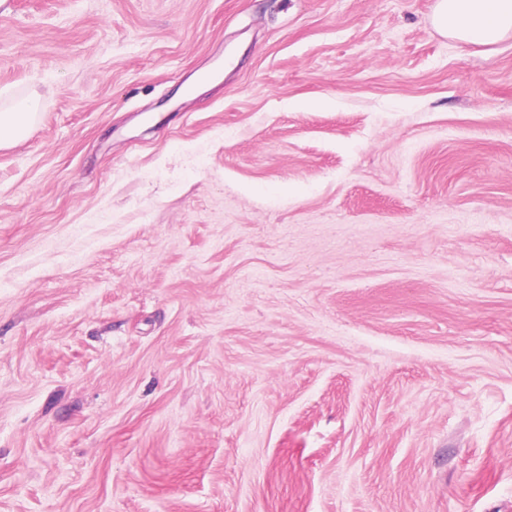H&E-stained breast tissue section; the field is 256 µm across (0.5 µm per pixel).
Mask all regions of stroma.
I'll return each mask as SVG.
<instances>
[{
	"label": "stroma",
	"mask_w": 512,
	"mask_h": 512,
	"mask_svg": "<svg viewBox=\"0 0 512 512\" xmlns=\"http://www.w3.org/2000/svg\"><path fill=\"white\" fill-rule=\"evenodd\" d=\"M436 0H0V512H512V38ZM434 25L454 40L494 45L512 36V0H439ZM37 105L28 99L12 111L0 110V146L16 141L30 128Z\"/></svg>",
	"instance_id": "obj_1"
}]
</instances>
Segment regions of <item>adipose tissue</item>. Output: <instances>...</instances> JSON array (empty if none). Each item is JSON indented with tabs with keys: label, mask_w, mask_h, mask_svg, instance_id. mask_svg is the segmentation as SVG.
<instances>
[{
	"label": "adipose tissue",
	"mask_w": 512,
	"mask_h": 512,
	"mask_svg": "<svg viewBox=\"0 0 512 512\" xmlns=\"http://www.w3.org/2000/svg\"><path fill=\"white\" fill-rule=\"evenodd\" d=\"M434 25L454 40L494 45L512 36V0H438Z\"/></svg>",
	"instance_id": "ef3b65f1"
}]
</instances>
